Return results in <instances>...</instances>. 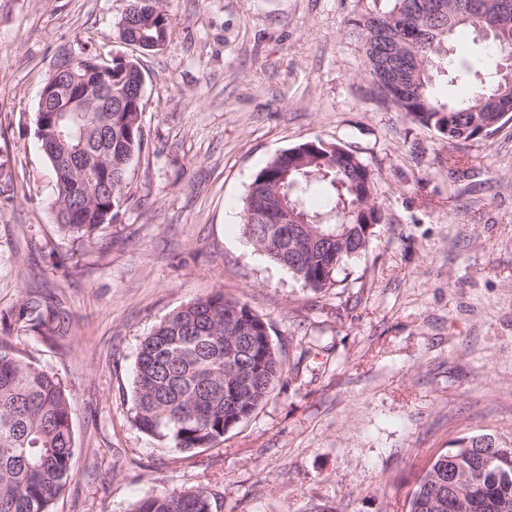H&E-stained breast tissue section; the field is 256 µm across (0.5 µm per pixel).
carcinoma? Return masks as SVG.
Returning a JSON list of instances; mask_svg holds the SVG:
<instances>
[{
	"mask_svg": "<svg viewBox=\"0 0 512 512\" xmlns=\"http://www.w3.org/2000/svg\"><path fill=\"white\" fill-rule=\"evenodd\" d=\"M363 15L355 22L362 42L371 27L383 22L391 32L403 33L409 17H394L395 7ZM447 22L427 17L418 24L411 50L418 60H433L418 75L404 97L378 83L385 101L420 125L434 130L450 147L486 140L503 125L486 100L499 91L500 78L484 75L479 62L461 49L451 82L473 85L471 96L443 100L433 90L432 71L441 69V50L467 20L471 0H447ZM134 24L120 37L148 44L170 38L171 20L165 0H132ZM140 80L139 63L112 66V132L100 121L105 112H55L59 119L45 129L42 148L52 166L54 208L60 226L76 238H93L118 216L128 201L127 174L141 151L142 100H129ZM94 154L111 167L112 197L87 194V182L100 172L78 174L83 158ZM320 186L323 202L308 210L305 199ZM282 196L299 212L316 219L300 236L285 232L287 225L270 224L272 202ZM382 220L375 201V184L361 158L338 143L308 141L275 156L254 177L245 199L242 229L252 245L269 261L288 271L313 292L331 288L335 274L369 244L367 226ZM45 301L32 294L19 305V321L39 320L49 331L66 332L55 317L41 319ZM257 336L269 325L251 308L216 290L173 311L145 336L138 348L132 396L131 423L159 445L190 453L210 448L224 434L250 419L266 402L284 373L273 340L251 355L226 321L229 310ZM75 441L69 394L62 379L26 360L0 337V512H53V504L73 478ZM133 512H221L217 494L205 487L177 494L160 492L141 498ZM409 512H512V441L495 435L464 437L434 457L420 477Z\"/></svg>",
	"mask_w": 512,
	"mask_h": 512,
	"instance_id": "cac0c4a2",
	"label": "carcinoma"
}]
</instances>
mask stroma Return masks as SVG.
Segmentation results:
<instances>
[{
  "label": "stroma",
  "mask_w": 512,
  "mask_h": 512,
  "mask_svg": "<svg viewBox=\"0 0 512 512\" xmlns=\"http://www.w3.org/2000/svg\"><path fill=\"white\" fill-rule=\"evenodd\" d=\"M130 0H0V336L65 383L76 444L54 512H130L207 487L222 512H409L454 441L512 438V122L457 151L384 104L355 22L393 0H169L172 36L142 52ZM128 56L145 74L131 198L95 238L65 233L36 136L60 58ZM338 142L385 214L340 283L314 293L240 226L255 175L304 141ZM268 323L284 376L255 414L195 454L130 421L139 343L214 290ZM38 292L69 323L14 320Z\"/></svg>",
  "instance_id": "stroma-1"
}]
</instances>
